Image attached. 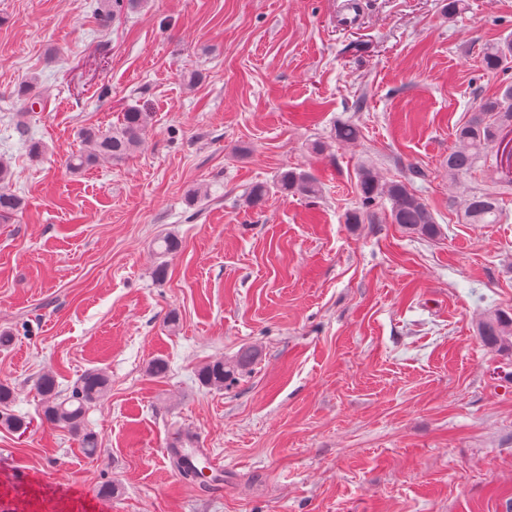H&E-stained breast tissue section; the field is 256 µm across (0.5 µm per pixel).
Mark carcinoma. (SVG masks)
I'll use <instances>...</instances> for the list:
<instances>
[{
	"mask_svg": "<svg viewBox=\"0 0 512 512\" xmlns=\"http://www.w3.org/2000/svg\"><path fill=\"white\" fill-rule=\"evenodd\" d=\"M483 62L490 71L508 68L512 63V40L487 48ZM149 121V113L129 108L123 112L121 122L109 129H85L81 133L83 148L69 158L70 168L80 170L101 160L121 161L127 158L140 147ZM511 129L512 83L507 82L496 95L480 99L469 118L456 127L455 143L448 151V175L454 178L467 175L486 150L500 143L504 133ZM10 177V166L1 162L0 219L24 207V200L8 188ZM278 186L286 194L312 196L318 192L315 179L296 169L281 172ZM358 189L362 207H368L379 195L385 194L391 201L393 223L419 236L431 238L437 234L438 224L433 213L425 200L412 190L410 183L395 181L382 184L372 168L364 167L359 171ZM464 216L470 224H496L501 219L502 208L495 196L472 193L465 200ZM180 246L181 242L174 236L156 239L154 248L161 258L155 270L157 280L162 281L167 276V266L162 258L176 252ZM477 331L485 345L501 352H512L511 316L490 313L480 320ZM258 356L257 348H243L229 362L217 360L203 366L198 373V381L207 388L222 389L225 382L235 379L236 375L252 366ZM108 387L107 375L100 370H91L75 382L69 393L64 394L52 373L42 374L36 390L42 401L44 421L52 427H63L72 432L85 455L96 454L98 437L84 427L83 420L88 406L102 398ZM14 399V388L0 382V425L23 433L27 430V422L9 410Z\"/></svg>",
	"mask_w": 512,
	"mask_h": 512,
	"instance_id": "1",
	"label": "carcinoma"
}]
</instances>
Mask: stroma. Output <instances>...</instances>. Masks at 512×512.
<instances>
[{"mask_svg":"<svg viewBox=\"0 0 512 512\" xmlns=\"http://www.w3.org/2000/svg\"><path fill=\"white\" fill-rule=\"evenodd\" d=\"M335 13L142 0L105 27L96 0H0V160L25 200L0 220V381L29 423L0 429V512H512V355L476 331L512 314V183L493 148L448 177L455 126L512 82L483 62L512 36V0H361L352 29ZM33 75L46 104L22 116ZM131 107L152 115L134 154L67 169L82 129ZM342 123L356 142L336 141ZM364 165L409 180L438 234L392 224L384 197L347 223ZM289 168L318 194L277 190ZM466 192L497 196L501 223H466ZM166 234L181 247L158 282ZM247 346L250 372L201 387L203 364ZM95 368L110 387L88 457L42 425L36 382L66 391ZM186 433L222 486L172 467Z\"/></svg>","mask_w":512,"mask_h":512,"instance_id":"obj_1","label":"stroma"}]
</instances>
